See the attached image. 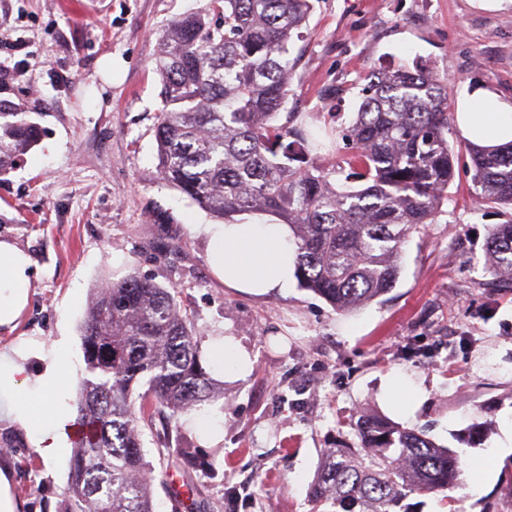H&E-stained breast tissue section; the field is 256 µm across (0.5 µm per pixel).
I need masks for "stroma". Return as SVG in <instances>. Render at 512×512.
Wrapping results in <instances>:
<instances>
[{"instance_id": "35a3bbf8", "label": "stroma", "mask_w": 512, "mask_h": 512, "mask_svg": "<svg viewBox=\"0 0 512 512\" xmlns=\"http://www.w3.org/2000/svg\"><path fill=\"white\" fill-rule=\"evenodd\" d=\"M279 123L318 132L315 166L340 164L343 134L366 75L423 62L448 78V101L486 85L512 98V0L488 12L472 0H313ZM202 0H0V98L25 103L37 143L0 177V238L32 256L33 288L15 333L0 344L71 338L84 378L82 323L95 289L138 272L176 289L199 341L236 336L253 370L224 384L213 412L218 448L197 429L141 416L146 459L165 484L157 512H309L324 449L356 446L351 417L378 414L424 431L488 474L477 495H411L410 512H512L501 495L512 453L484 456L512 418V281L486 270V239L504 223L477 205L458 172L436 223L403 247L394 288L338 313L312 291L253 298L226 288L207 262L197 224L210 213L168 187L158 171L162 107L154 70L159 38ZM491 422L482 443L462 440ZM0 459L15 466L24 512H57L69 463L53 470L24 436L0 431Z\"/></svg>"}]
</instances>
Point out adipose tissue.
Masks as SVG:
<instances>
[{
	"label": "adipose tissue",
	"instance_id": "adipose-tissue-1",
	"mask_svg": "<svg viewBox=\"0 0 512 512\" xmlns=\"http://www.w3.org/2000/svg\"><path fill=\"white\" fill-rule=\"evenodd\" d=\"M461 138L487 148L512 144V99L478 85L466 89L455 106ZM208 240L207 261L225 287L253 296L284 294L295 281L297 246L288 224L248 214L224 224H199ZM32 258L7 239H0V333L14 332L29 303ZM68 337L52 343L26 339L0 345V428L23 434L31 454L44 466L66 454L63 431L71 421L60 402L74 379ZM212 373L243 378L250 354L238 339L216 336L206 342Z\"/></svg>",
	"mask_w": 512,
	"mask_h": 512
}]
</instances>
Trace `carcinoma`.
<instances>
[{"label":"carcinoma","instance_id":"cac0c4a2","mask_svg":"<svg viewBox=\"0 0 512 512\" xmlns=\"http://www.w3.org/2000/svg\"><path fill=\"white\" fill-rule=\"evenodd\" d=\"M311 10V0H204L168 25L155 60L159 171L222 220L271 214L291 225L300 285L349 312L393 288L404 243L442 214L459 154L445 137L447 81L420 63L368 76L345 134V182L310 165L313 134L276 119ZM37 137L23 107L0 100V175ZM467 153L479 205L512 213V146ZM486 251L488 272L512 278V218L494 227ZM82 352L75 427L93 433L74 442L59 512H156L136 412L176 424L219 398L197 336L172 291L130 275L95 292ZM354 430L357 446L324 449L311 512H406L409 496L463 481L459 455L412 428L363 414Z\"/></svg>","mask_w":512,"mask_h":512}]
</instances>
